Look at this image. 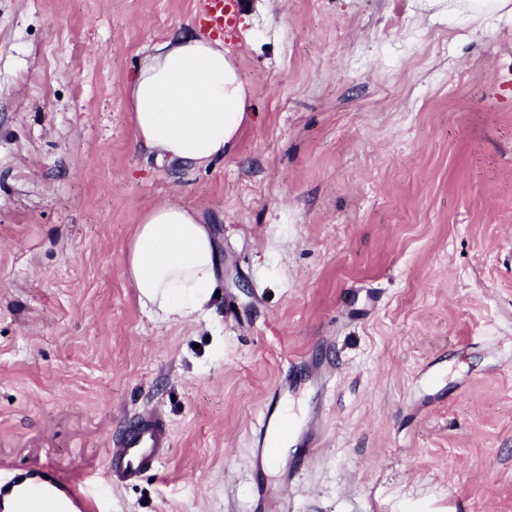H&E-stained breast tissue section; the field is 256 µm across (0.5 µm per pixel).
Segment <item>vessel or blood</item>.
I'll return each mask as SVG.
<instances>
[{"instance_id":"obj_1","label":"vessel or blood","mask_w":512,"mask_h":512,"mask_svg":"<svg viewBox=\"0 0 512 512\" xmlns=\"http://www.w3.org/2000/svg\"><path fill=\"white\" fill-rule=\"evenodd\" d=\"M231 0H199L198 14L205 26L221 33L230 20ZM333 376L332 367L316 370L313 384L318 402L308 407L303 424L309 434L300 445L303 454L314 453L320 441L316 433L324 413V396ZM306 388L293 373L280 377L272 388L251 438V461L254 469L269 467L277 452L278 439L288 420L285 405L305 394ZM172 443L166 419L156 413L139 415L116 442L107 466L109 482L114 486L137 482L144 474L158 469L167 458ZM293 473L284 474L277 488L257 485L263 501H274L278 512L288 506V491ZM11 506L13 512H104L98 495L84 481L65 474L61 468L29 469L27 474L12 473L0 479V507Z\"/></svg>"}]
</instances>
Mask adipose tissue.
<instances>
[{
	"label": "adipose tissue",
	"mask_w": 512,
	"mask_h": 512,
	"mask_svg": "<svg viewBox=\"0 0 512 512\" xmlns=\"http://www.w3.org/2000/svg\"><path fill=\"white\" fill-rule=\"evenodd\" d=\"M127 92L138 146L180 171L232 153L248 119L247 90L223 43L193 29L154 44ZM124 264L149 313L175 323L210 313L218 254L195 209L167 201L144 212Z\"/></svg>",
	"instance_id": "obj_1"
}]
</instances>
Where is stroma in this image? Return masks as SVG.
Listing matches in <instances>:
<instances>
[{"label":"stroma","mask_w":512,"mask_h":512,"mask_svg":"<svg viewBox=\"0 0 512 512\" xmlns=\"http://www.w3.org/2000/svg\"><path fill=\"white\" fill-rule=\"evenodd\" d=\"M196 0H0V462L106 512H251L250 435L289 361L334 366L293 512H512V16L461 0H235L249 91L195 172L134 141L126 86ZM176 199L213 312L143 310L123 255ZM161 410L158 473L110 487ZM172 443L166 419L157 413L139 415L115 442L107 466L109 483L123 486L137 482L158 469L167 458Z\"/></svg>","instance_id":"35a3bbf8"}]
</instances>
